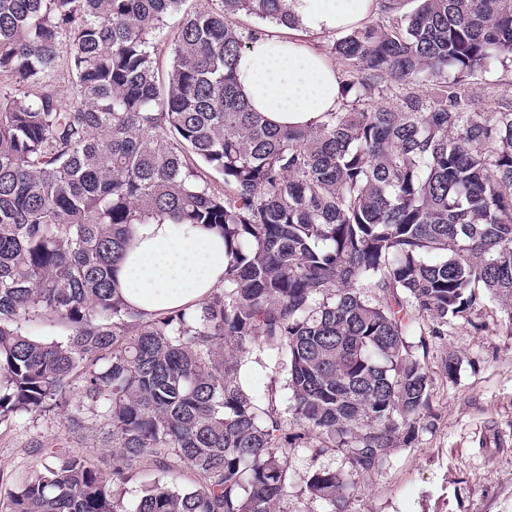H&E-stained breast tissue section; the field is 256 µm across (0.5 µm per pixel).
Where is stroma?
<instances>
[{
  "label": "stroma",
  "instance_id": "35a3bbf8",
  "mask_svg": "<svg viewBox=\"0 0 512 512\" xmlns=\"http://www.w3.org/2000/svg\"><path fill=\"white\" fill-rule=\"evenodd\" d=\"M512 318L507 306L484 301L470 320L450 323L444 336L426 337L425 357L433 389L432 425L395 449L378 470L355 478L349 512H512ZM456 358L448 373L447 358ZM256 392L273 391L282 419H289L284 375L272 373L267 353L244 357ZM100 410L84 405L82 428L66 429L54 414L27 415L0 424V490L17 472L33 470L44 451H84L102 468L112 447L99 430ZM348 472L346 460L303 448L288 456L289 487L276 512H327L308 494L313 470Z\"/></svg>",
  "mask_w": 512,
  "mask_h": 512
}]
</instances>
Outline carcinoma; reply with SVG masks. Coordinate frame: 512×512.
<instances>
[{
	"label": "carcinoma",
	"instance_id": "carcinoma-1",
	"mask_svg": "<svg viewBox=\"0 0 512 512\" xmlns=\"http://www.w3.org/2000/svg\"><path fill=\"white\" fill-rule=\"evenodd\" d=\"M187 2L0 0V423L57 409L79 426L87 401L114 448L109 470L43 455L0 512H128L149 470L134 512H275L288 450L313 433L312 454L368 474L430 417L410 337L512 302V84L481 112L469 81L512 61V0H379L329 48L343 107L288 130L235 75L261 34L238 16L288 27L287 0ZM152 219L224 234V283L192 311L119 293ZM255 346L287 376L292 436L276 396L240 380ZM306 488L345 512L354 485L323 469Z\"/></svg>",
	"mask_w": 512,
	"mask_h": 512
}]
</instances>
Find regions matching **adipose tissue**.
Wrapping results in <instances>:
<instances>
[{"instance_id":"obj_1","label":"adipose tissue","mask_w":512,"mask_h":512,"mask_svg":"<svg viewBox=\"0 0 512 512\" xmlns=\"http://www.w3.org/2000/svg\"><path fill=\"white\" fill-rule=\"evenodd\" d=\"M377 9L376 0H288L294 26L264 29L238 60L237 82L252 110L281 127L316 123L338 110L341 70L310 39L345 34ZM224 264L216 231L152 220L135 225L116 280L125 301L143 312L191 310L220 283Z\"/></svg>"}]
</instances>
